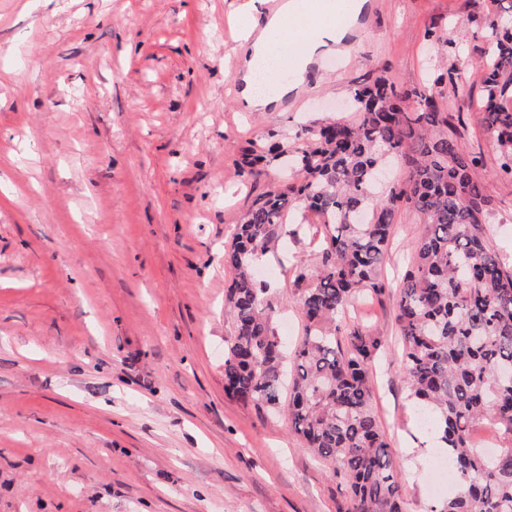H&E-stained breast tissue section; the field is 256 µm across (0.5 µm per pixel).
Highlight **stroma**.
I'll list each match as a JSON object with an SVG mask.
<instances>
[{
  "label": "stroma",
  "mask_w": 512,
  "mask_h": 512,
  "mask_svg": "<svg viewBox=\"0 0 512 512\" xmlns=\"http://www.w3.org/2000/svg\"><path fill=\"white\" fill-rule=\"evenodd\" d=\"M239 0H0V512H345L333 466L302 448L288 407L224 393V244L280 167L244 153L305 125L356 121L353 88L423 86L460 66L457 138L483 154L490 242L512 264V179L473 100L484 34L462 19L512 0H366L357 50L320 58L275 112H244ZM437 38H429V31ZM256 266L280 335L304 333L294 277L322 226ZM419 216L400 211L381 275L347 321L376 336L373 408L407 512H428L439 454L401 371L395 305Z\"/></svg>",
  "instance_id": "obj_1"
}]
</instances>
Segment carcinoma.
Wrapping results in <instances>:
<instances>
[{
  "instance_id": "carcinoma-1",
  "label": "carcinoma",
  "mask_w": 512,
  "mask_h": 512,
  "mask_svg": "<svg viewBox=\"0 0 512 512\" xmlns=\"http://www.w3.org/2000/svg\"><path fill=\"white\" fill-rule=\"evenodd\" d=\"M469 22L484 28L489 51L476 111L512 175V19L487 13ZM435 86L458 89L454 68L435 70ZM360 118L305 126L297 184L276 182L257 196L224 246L234 271L224 311V391L246 404L273 409L289 377L288 421L303 447L337 463L347 512H406L397 464L372 405L371 365L379 341L341 314L356 294L382 295L380 271L396 217L416 212L423 231L400 284L396 320L403 370L417 413L435 429L456 477L455 491L430 512H512V268L493 249L485 218L481 154L464 150L455 116L426 87L402 92L379 78L353 90ZM286 151L247 153L242 169ZM399 160L405 180L384 194V164ZM298 209L322 219L325 247L312 274L295 276L304 336L286 357L274 327L269 288L253 264L268 253L284 219ZM491 424L500 448L490 459L473 442Z\"/></svg>"
}]
</instances>
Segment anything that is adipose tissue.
<instances>
[{"label": "adipose tissue", "instance_id": "obj_1", "mask_svg": "<svg viewBox=\"0 0 512 512\" xmlns=\"http://www.w3.org/2000/svg\"><path fill=\"white\" fill-rule=\"evenodd\" d=\"M241 11L250 20L243 37L242 65L236 73L239 102L247 112H272L294 90L306 83L311 65L331 51L344 36L339 24L315 29L304 27L305 0H286L273 14H266L262 0H243ZM292 62V80L280 82L275 94L262 95L256 89L258 62L279 64L283 58Z\"/></svg>", "mask_w": 512, "mask_h": 512}]
</instances>
